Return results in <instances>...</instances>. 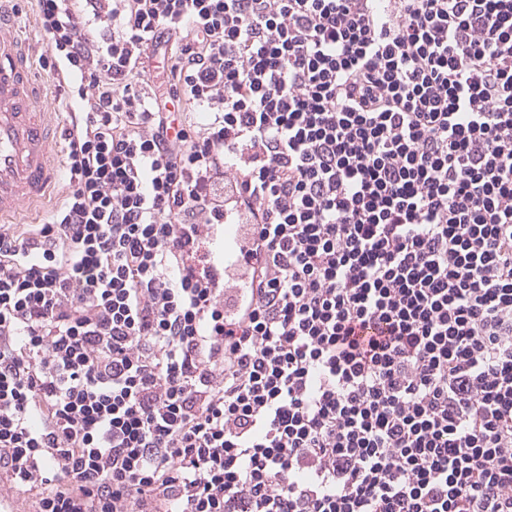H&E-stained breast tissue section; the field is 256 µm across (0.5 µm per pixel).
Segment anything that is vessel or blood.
<instances>
[{
  "label": "vessel or blood",
  "instance_id": "vessel-or-blood-1",
  "mask_svg": "<svg viewBox=\"0 0 512 512\" xmlns=\"http://www.w3.org/2000/svg\"><path fill=\"white\" fill-rule=\"evenodd\" d=\"M56 125L42 103L34 49L0 10V222L41 203L57 180Z\"/></svg>",
  "mask_w": 512,
  "mask_h": 512
}]
</instances>
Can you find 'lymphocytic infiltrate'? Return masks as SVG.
<instances>
[{
  "mask_svg": "<svg viewBox=\"0 0 512 512\" xmlns=\"http://www.w3.org/2000/svg\"><path fill=\"white\" fill-rule=\"evenodd\" d=\"M29 2L77 110L0 224V499L512 512V0Z\"/></svg>",
  "mask_w": 512,
  "mask_h": 512,
  "instance_id": "f902f5d3",
  "label": "lymphocytic infiltrate"
}]
</instances>
